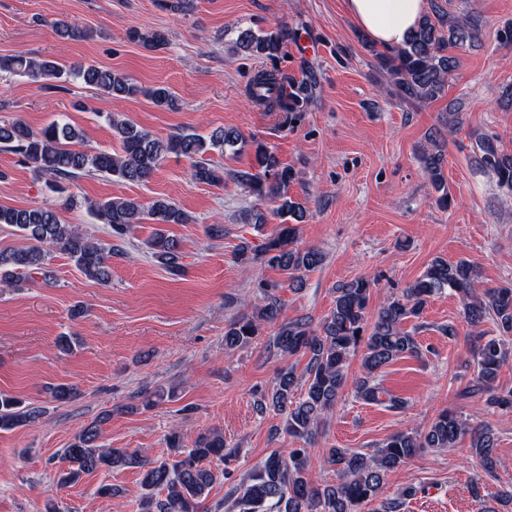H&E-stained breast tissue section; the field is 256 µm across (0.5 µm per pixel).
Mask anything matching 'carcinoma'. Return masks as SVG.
Segmentation results:
<instances>
[{"instance_id":"cac0c4a2","label":"carcinoma","mask_w":512,"mask_h":512,"mask_svg":"<svg viewBox=\"0 0 512 512\" xmlns=\"http://www.w3.org/2000/svg\"><path fill=\"white\" fill-rule=\"evenodd\" d=\"M437 21L424 18L409 41L378 56L397 94L418 102L438 98L455 68L448 48L478 38L474 25L443 18L435 6ZM56 32L68 40H85L93 30L65 20L53 22ZM131 38L150 48L166 42L159 31H131ZM288 40V29L276 27L258 33L244 30L237 36L236 48L247 56L261 60L278 57ZM0 73L20 76L40 88H54L73 77L111 98L143 96L156 107L179 108V99L164 85L145 87L118 71L95 66L66 67L48 58L25 53L0 56ZM319 78L309 69L300 81L279 69L259 70L248 80L245 92L249 101L268 112L282 113V124L298 120L313 100ZM107 120L120 151H91L82 148L84 133L66 118L53 120L34 129L15 118L0 120V145L19 157V162L45 181L50 192L61 202L44 201L26 208L0 204V228L19 235L27 245L0 248V288H20L46 273L50 252L60 251L90 280L100 284L112 278V244L94 241L79 226L67 224L60 209L84 206L102 224L108 234L124 238L136 224L149 220L159 228L148 241L153 257L170 274L184 272L180 242L163 226L191 224L194 217L166 197L144 202L137 198L113 196L106 200L81 199L70 191L79 179L98 175L119 182L144 185L159 165L170 155L191 161V176L211 186H224V169L210 163L205 155L213 150L250 151L251 166L232 173L233 179L254 198L253 206L243 219L259 228L266 223L260 206L270 203L272 213L281 219L274 232L261 244L242 243L237 259L242 263L261 262L286 273L288 281L301 282V274L323 263V253L298 243L299 225L307 217L301 202L288 192L295 172L284 165L277 154L260 141L247 142L240 131L224 127L205 137L197 133L178 132L160 139L133 122L109 115ZM484 166L497 177L499 188L512 193V153L498 146V138L483 135L478 139ZM423 169L438 193L436 203L450 206L444 157L441 146L422 150ZM478 273L473 262L460 259L455 263L434 259L413 283L387 299L374 316L371 331H366L370 316L369 301L375 280L359 277L335 288L334 305L318 326L301 317L285 320L278 291L281 285L261 281L251 312L231 322L224 330V349L245 348L260 335L266 325L278 329L272 346L283 356L307 357L302 373L292 367L280 371L272 390L259 392L256 409L271 410L282 416V432L297 446L283 456L270 454L248 476L245 483L232 488L227 499L216 504L224 512H391L400 503L378 502L387 474L404 466L425 448L450 449L457 441L470 436L472 456L483 472L494 474L495 438L483 422L471 423L446 410L441 411L424 429L398 432L372 454L348 448H330L322 455L314 448L316 436L345 390L366 403L400 409L404 401L384 388L378 379L380 370L399 358L421 353L417 338L404 330L403 324L418 319L429 299L448 289L459 296L464 319L473 330L471 341L474 365L473 385L463 395H481L488 408H512V391L498 389L496 380L509 360L504 337L512 335V287L486 288L477 291ZM490 320L497 329L491 335L481 329ZM363 352V372L349 378L351 356ZM41 408L0 392V431H11L35 422ZM108 411L84 426L64 449L68 466L59 471L57 485L69 487L83 475L99 469L137 468L141 474L142 494L138 512H207L206 500L215 481L214 464H228L232 452L224 451V434L219 431L199 434L191 445L184 444L176 431L167 437L169 454L154 461L126 448H108L100 444L101 426L111 418ZM335 472L334 484H315L311 473L316 467ZM379 507H372L373 503Z\"/></svg>"}]
</instances>
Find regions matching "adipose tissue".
<instances>
[{"instance_id":"1","label":"adipose tissue","mask_w":512,"mask_h":512,"mask_svg":"<svg viewBox=\"0 0 512 512\" xmlns=\"http://www.w3.org/2000/svg\"><path fill=\"white\" fill-rule=\"evenodd\" d=\"M346 6L358 27L375 43L397 48L416 29L426 0H346Z\"/></svg>"}]
</instances>
